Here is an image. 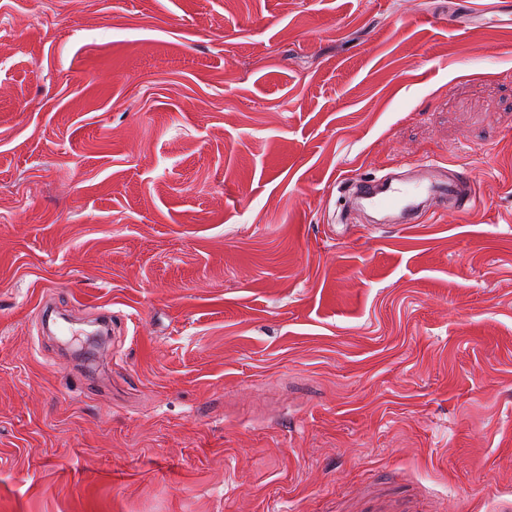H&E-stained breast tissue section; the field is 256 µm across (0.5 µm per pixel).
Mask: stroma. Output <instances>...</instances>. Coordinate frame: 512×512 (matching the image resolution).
Listing matches in <instances>:
<instances>
[{"mask_svg": "<svg viewBox=\"0 0 512 512\" xmlns=\"http://www.w3.org/2000/svg\"><path fill=\"white\" fill-rule=\"evenodd\" d=\"M488 2L0 0V512L512 498ZM421 160L477 205L345 210L343 177ZM101 308L111 343L65 347Z\"/></svg>", "mask_w": 512, "mask_h": 512, "instance_id": "stroma-1", "label": "stroma"}]
</instances>
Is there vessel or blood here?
<instances>
[{"label":"vessel or blood","mask_w":512,"mask_h":512,"mask_svg":"<svg viewBox=\"0 0 512 512\" xmlns=\"http://www.w3.org/2000/svg\"><path fill=\"white\" fill-rule=\"evenodd\" d=\"M413 171L410 179L393 175L373 179L356 176L347 179L346 186L358 206L385 214L387 222L394 224L419 223L430 201L435 199L447 201L456 213L475 204V182L469 173L431 162L418 163ZM367 512H419V508L378 492L372 495Z\"/></svg>","instance_id":"obj_1"}]
</instances>
